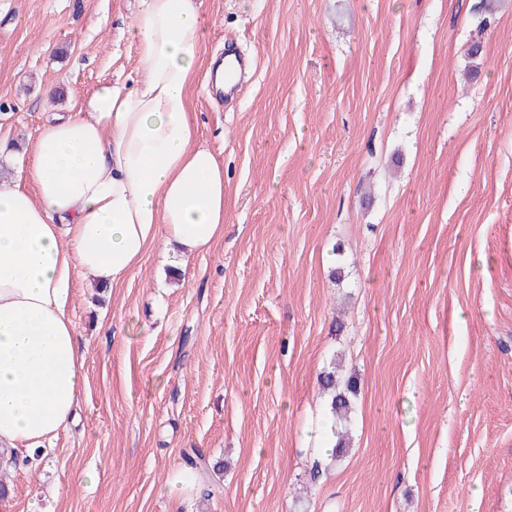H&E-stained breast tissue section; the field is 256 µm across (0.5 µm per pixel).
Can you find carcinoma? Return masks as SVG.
Returning <instances> with one entry per match:
<instances>
[{
	"label": "carcinoma",
	"mask_w": 512,
	"mask_h": 512,
	"mask_svg": "<svg viewBox=\"0 0 512 512\" xmlns=\"http://www.w3.org/2000/svg\"><path fill=\"white\" fill-rule=\"evenodd\" d=\"M322 394L328 397L327 407L331 419V433L336 437L331 459L336 461L349 449L347 423L353 413V400L358 392V378L343 371L341 362L333 359L320 373Z\"/></svg>",
	"instance_id": "cac0c4a2"
}]
</instances>
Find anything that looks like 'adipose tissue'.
<instances>
[{"instance_id":"obj_1","label":"adipose tissue","mask_w":512,"mask_h":512,"mask_svg":"<svg viewBox=\"0 0 512 512\" xmlns=\"http://www.w3.org/2000/svg\"><path fill=\"white\" fill-rule=\"evenodd\" d=\"M201 0H140L128 29L143 76L100 86L41 129L0 183V462L75 418L83 356L69 316L75 271L114 288L155 247L183 257L224 236V173L196 146L190 89Z\"/></svg>"}]
</instances>
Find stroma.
Segmentation results:
<instances>
[{"mask_svg": "<svg viewBox=\"0 0 512 512\" xmlns=\"http://www.w3.org/2000/svg\"><path fill=\"white\" fill-rule=\"evenodd\" d=\"M202 11L204 59L254 61L224 106L191 91L224 238L111 289L75 275L79 422L8 470L7 512H512V0ZM137 14L0 0V177L47 118L141 77ZM336 355L350 449L316 477ZM187 455L210 475L171 497Z\"/></svg>", "mask_w": 512, "mask_h": 512, "instance_id": "stroma-1", "label": "stroma"}]
</instances>
